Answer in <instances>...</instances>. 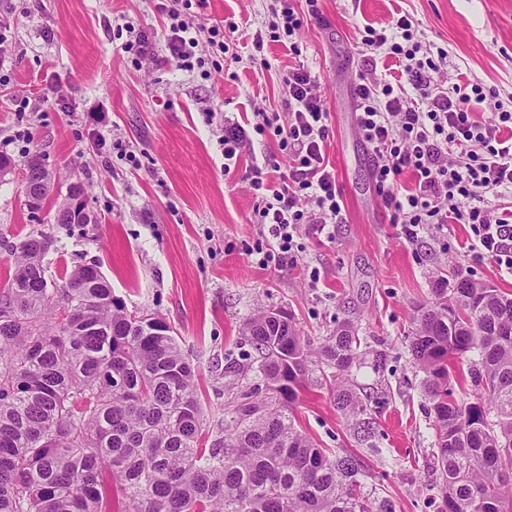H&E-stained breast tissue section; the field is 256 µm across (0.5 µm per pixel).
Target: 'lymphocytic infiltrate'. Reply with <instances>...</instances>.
Instances as JSON below:
<instances>
[{
  "label": "lymphocytic infiltrate",
  "mask_w": 512,
  "mask_h": 512,
  "mask_svg": "<svg viewBox=\"0 0 512 512\" xmlns=\"http://www.w3.org/2000/svg\"><path fill=\"white\" fill-rule=\"evenodd\" d=\"M415 28L408 16L376 28L366 26V52L403 60L397 83L359 78L356 127L373 159L375 189L400 225L406 240H415L429 224L469 225L474 245L512 269V214L490 205V197L512 193V111L480 122L475 111L494 88L479 83H436L447 53L419 57ZM288 115L257 113L256 134H272L280 153L253 165L247 176L258 198L256 223L267 229L257 246V263L270 267L294 256L299 236L329 233L344 220L342 192L325 147L329 113L305 68L289 70L284 79ZM416 178L414 189L398 192L404 172Z\"/></svg>",
  "instance_id": "1"
}]
</instances>
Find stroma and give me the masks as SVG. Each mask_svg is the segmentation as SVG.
<instances>
[{"instance_id":"1","label":"stroma","mask_w":512,"mask_h":512,"mask_svg":"<svg viewBox=\"0 0 512 512\" xmlns=\"http://www.w3.org/2000/svg\"><path fill=\"white\" fill-rule=\"evenodd\" d=\"M273 0H0V154L23 165L39 155L55 174L38 214L24 205L20 175L0 178V287L12 269L10 244L31 230L54 239L50 272L94 260L127 310L158 314L180 336L197 371L207 440L222 435L224 408L253 373L225 372L253 363L245 321L283 309L301 336L321 344L350 321L364 342L349 381L361 418L344 415L326 389L300 392L295 407L305 433L323 448L359 456L364 492L395 512H439L435 430L410 340L418 309L438 288L463 279L512 292V273L472 245L469 225H429L408 243L390 224L377 194L369 154L355 127L356 72L396 78L394 60L364 54L366 25L405 15L423 44L447 49L448 76L498 90L479 120L512 101V0H321V21L293 35L297 52L273 41ZM195 17L201 66L179 69L168 49L169 12ZM239 29L213 54L209 29L224 19ZM148 38L150 60L123 45L129 30ZM305 67L329 111L328 155L345 202L332 240H306L297 257L260 268L252 249L264 237L252 221L258 200L244 179L264 156L289 158L268 137L225 167L219 141L251 130L259 109L287 112L284 79ZM217 114L214 124L205 109ZM85 188L98 219L65 230L55 212L69 189ZM318 282H311L310 272ZM372 422L368 438L359 419Z\"/></svg>"}]
</instances>
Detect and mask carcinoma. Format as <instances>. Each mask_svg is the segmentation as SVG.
I'll return each instance as SVG.
<instances>
[{
  "label": "carcinoma",
  "instance_id": "1",
  "mask_svg": "<svg viewBox=\"0 0 512 512\" xmlns=\"http://www.w3.org/2000/svg\"><path fill=\"white\" fill-rule=\"evenodd\" d=\"M50 244L35 230L13 244L0 288V512H392L364 494L354 454L318 447L293 417L314 379L342 413L363 411L350 322L315 347L281 310L250 317L261 384L235 395L206 448L196 370L171 324L129 313L95 261L48 274ZM434 293L411 354L441 512H512V293L467 279ZM456 367L477 401L448 390Z\"/></svg>",
  "mask_w": 512,
  "mask_h": 512
}]
</instances>
